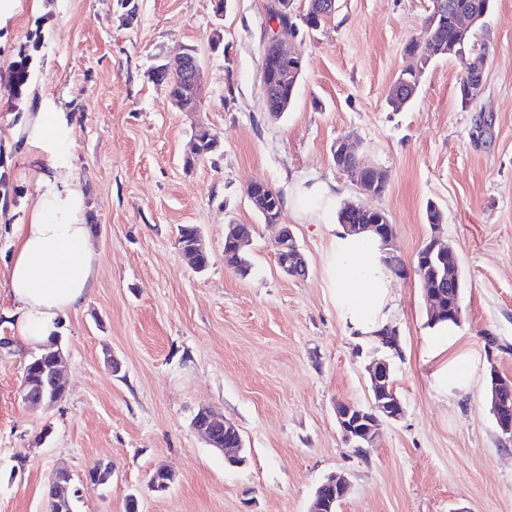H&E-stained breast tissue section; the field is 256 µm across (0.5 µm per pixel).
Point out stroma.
<instances>
[{"label": "stroma", "mask_w": 512, "mask_h": 512, "mask_svg": "<svg viewBox=\"0 0 512 512\" xmlns=\"http://www.w3.org/2000/svg\"><path fill=\"white\" fill-rule=\"evenodd\" d=\"M271 0H15L0 15V307L8 306L10 225L36 196L32 141L66 119L56 162L86 201L98 254L94 288L61 321L66 390L33 409L20 398L31 348L13 343L0 317V512H49L51 475L67 470L75 512H309L317 486L350 484L337 512H512V437L491 412L490 371L512 381V0H494L475 42L485 45V89L462 108L461 73L438 58L413 101L386 103L409 65L430 0H338L331 19L300 32L305 69L288 112L265 110L260 56ZM195 48L198 107L181 112L150 77L158 62ZM33 80L19 102L7 88L19 52ZM217 152L185 168L198 126ZM352 134L388 173L366 197L333 160ZM266 183L290 204L288 224L305 255L300 278L280 269L270 225L246 195ZM334 185L337 204L385 211L405 275L392 278L391 356L405 413L355 452L336 425L337 402L370 403L376 338L350 333L336 315L327 268L335 207L299 189ZM442 213L439 226L428 205ZM194 224L210 254L205 272L183 259L180 225ZM230 224L254 227L249 276L224 261ZM448 242L464 280L460 347L477 356L468 393L443 396L424 357L433 334L414 271L432 235ZM122 364L113 373L109 357ZM240 430L246 461L227 466L191 428L200 407ZM111 464L112 478L88 474ZM174 482L150 483L157 468Z\"/></svg>", "instance_id": "obj_1"}]
</instances>
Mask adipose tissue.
I'll return each mask as SVG.
<instances>
[{
	"label": "adipose tissue",
	"instance_id": "adipose-tissue-1",
	"mask_svg": "<svg viewBox=\"0 0 512 512\" xmlns=\"http://www.w3.org/2000/svg\"><path fill=\"white\" fill-rule=\"evenodd\" d=\"M47 192L30 200V223L12 227V256L6 284L12 307L5 316L22 346L56 334L68 312L83 305L94 286L97 255L83 219L85 202L70 176L45 161ZM329 270L339 320L351 332L372 336L386 327L392 301L390 273L373 236L345 230L333 235ZM458 336L440 326L425 355L434 361L433 386L464 393L471 385L470 350L457 349Z\"/></svg>",
	"mask_w": 512,
	"mask_h": 512
}]
</instances>
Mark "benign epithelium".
Wrapping results in <instances>:
<instances>
[{
    "label": "benign epithelium",
    "instance_id": "obj_1",
    "mask_svg": "<svg viewBox=\"0 0 512 512\" xmlns=\"http://www.w3.org/2000/svg\"><path fill=\"white\" fill-rule=\"evenodd\" d=\"M488 14L487 8L482 11L463 10L456 5L448 4V0H434L433 21L440 20L446 23L452 20L455 23L457 39L450 53L465 65L464 84L466 100L470 105L478 102L483 94L484 71L483 53L471 44L467 39V33L473 26L484 21ZM265 46L262 68L269 69L276 81L285 84L302 74L305 65L304 54L293 41L277 36L276 30L273 29ZM165 68L179 74L185 84L182 97L184 108H195L200 72V64L195 53L187 49L175 64H167ZM333 149L339 151V154L345 158L355 159L356 164L346 167L345 173L358 187L361 186L365 176L382 171V168L377 165L365 161L364 155L359 152L358 144L349 137L337 139ZM265 188L266 185L262 183H253L248 198L253 207L264 215L266 223L277 224L279 218L271 217L268 212L264 197ZM362 227L374 230L377 225H345L348 231H355ZM379 233L385 254L396 267V272L404 273L405 267L401 260L389 251L394 237L393 227L386 225L379 229ZM275 246L279 267L286 275H292L295 264L300 269L307 267L302 251L288 225H281ZM368 374L372 393L370 407L363 410L348 402H338L335 408L336 424L344 440L351 447L359 450L374 443L382 423L398 421L404 415L403 404L395 395V381L390 361L385 357L375 359L368 368ZM496 385L492 414L502 432L512 433V403L506 396L508 392L512 394V381L502 379L497 381ZM192 428L201 434L211 447L224 453V459L228 464L238 466L244 462L241 456L242 437L232 422L214 415L208 409H203L198 418L193 421ZM349 490L350 485L345 478L338 475L328 477L316 490L311 512H336L337 505L348 495Z\"/></svg>",
    "mask_w": 512,
    "mask_h": 512
}]
</instances>
